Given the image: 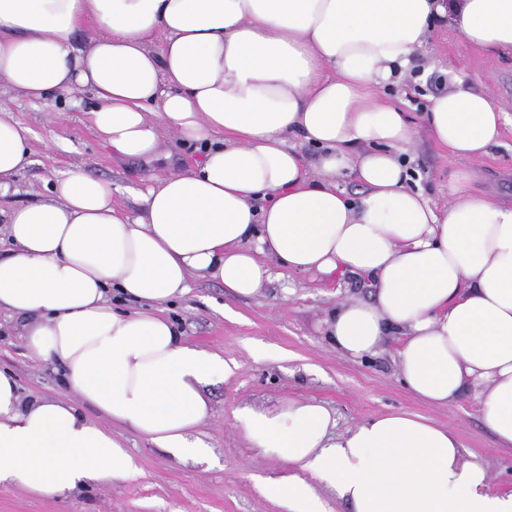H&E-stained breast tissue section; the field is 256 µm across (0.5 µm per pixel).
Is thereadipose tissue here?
<instances>
[{
    "label": "adipose tissue",
    "instance_id": "ef3b65f1",
    "mask_svg": "<svg viewBox=\"0 0 512 512\" xmlns=\"http://www.w3.org/2000/svg\"><path fill=\"white\" fill-rule=\"evenodd\" d=\"M440 19L476 50L512 55V0H0L11 88L47 105L90 90V123L128 159L156 157L170 134L208 144L200 163L148 179L133 212L78 168L50 200L0 208V309L27 318L28 354L62 363L72 393L26 402L0 370V484L52 499L132 475L86 405L174 458L207 457L196 435L206 388L233 368L161 307L198 274L251 296L275 264L369 278L372 301L326 317L330 343L363 358L401 337L417 398L475 400L512 446V205L473 195L466 170L451 172L443 208L412 190L400 156L417 131L379 93L410 74ZM424 120L450 155L474 158L497 144L505 114L460 82L430 97ZM293 135L318 148L313 167ZM29 138L0 110V198L31 163ZM343 174L357 198L337 190ZM114 290L139 310H113ZM238 419L252 448L287 462L264 484L285 512H326L320 483L351 512H512V491L490 492L484 465L430 417L381 414L334 437L323 402L292 399Z\"/></svg>",
    "mask_w": 512,
    "mask_h": 512
}]
</instances>
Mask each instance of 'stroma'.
<instances>
[{
	"mask_svg": "<svg viewBox=\"0 0 512 512\" xmlns=\"http://www.w3.org/2000/svg\"><path fill=\"white\" fill-rule=\"evenodd\" d=\"M420 62L425 69L422 81L407 79L382 89L389 97H405L404 110L412 123H420L430 96L452 88L460 78L477 80L500 101L509 120L498 145L479 158L452 157L427 132H420L408 163L412 188L421 190L432 204L445 206L451 198L450 172L466 169L474 175V194L511 205L512 56L481 53L455 29L439 26ZM93 107V98L82 90L48 106L0 81V108L33 132L32 164L0 206L48 199L47 181L78 165L87 174L111 181L116 200L134 210L147 176L203 158V150L175 137L166 140L165 156L118 157L86 121L85 114ZM351 297L372 300L366 277L349 273L330 282L283 269L253 296L236 298L215 280L195 276L188 293L167 302L163 313L179 323L187 339L223 352L238 365L228 380L207 388L210 409L200 437L209 446L211 459H176L88 407L85 415L112 429L135 456L140 475L95 481L65 499L39 498L1 484L0 512H284L261 486L285 464L274 454L251 448L237 416L243 408H274L291 398L324 401L336 417L339 434L387 412L405 410L431 417L454 430L486 467L491 490L511 491L512 450L501 448L478 406L462 401L439 408L420 401L400 379L394 340H386L375 355L362 359L342 355L329 344L323 320ZM25 324V318L0 311V369L14 375L24 398L66 396L60 366L28 355Z\"/></svg>",
	"mask_w": 512,
	"mask_h": 512,
	"instance_id": "obj_1",
	"label": "stroma"
}]
</instances>
